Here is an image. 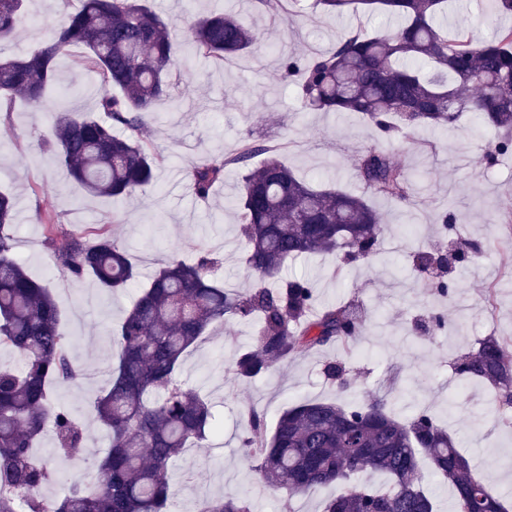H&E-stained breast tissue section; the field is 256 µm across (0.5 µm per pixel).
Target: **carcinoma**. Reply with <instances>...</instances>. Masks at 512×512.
Wrapping results in <instances>:
<instances>
[{"label":"carcinoma","mask_w":512,"mask_h":512,"mask_svg":"<svg viewBox=\"0 0 512 512\" xmlns=\"http://www.w3.org/2000/svg\"><path fill=\"white\" fill-rule=\"evenodd\" d=\"M24 0H0V43L14 38ZM448 0H314L327 15L372 13L402 20L396 30L370 37L346 34L330 53L290 55L283 78L296 85L310 111L357 113L385 134L391 120L402 137L423 130L445 133L470 112L501 134L495 161L512 143V28L490 40L461 29L454 37L439 18ZM262 41L259 27L231 14L193 20L176 53L177 35L149 0H83L31 52L0 59V101L20 95L34 107L58 79V64L71 47L84 48L81 65L105 88L96 112H60L43 140L72 178L89 193L124 198L154 185L165 157L146 137L158 120L156 103L170 95L171 76L198 61L220 62L250 52ZM262 156L259 168L242 175L230 203L245 238L244 263L262 280L277 282L288 262L340 252L364 261L382 249L389 227L369 198L333 185L298 178L265 140L246 133L232 156L217 155L190 171L194 194L209 197L230 166ZM356 170L370 194L412 200L413 176L383 150L358 155ZM13 198L0 193V349L21 366L0 365V512H170L169 469L184 449L198 446L216 429L211 401L180 381L184 362L228 319L257 320L254 341L239 348L232 380L250 381L304 352L350 346L363 320L336 306L311 315L316 290L297 277L280 288L236 291L212 274L217 258L203 252L193 263L171 259L145 282L132 307L112 332L118 362L93 402L95 417L112 435L98 461L93 491L74 483L61 497L40 491L56 481L53 462L33 452L46 426L60 461L82 447V424L54 404L55 389L79 373L71 361V337L51 287L33 279L13 253ZM59 264L72 276L92 277L117 293L139 282L129 252L109 230L84 238L59 230L57 216L44 218ZM455 372L466 382H487L512 403V351L500 336L484 337L473 353L460 355ZM239 447L257 461L263 481L291 499L317 487L336 485L322 512H437L425 488L419 458L453 492L454 512H506L491 494L455 439L422 410L400 420L383 395L362 405L308 400L286 409L273 430L263 414L248 412ZM365 472H381L391 488L376 492L357 483ZM200 512H253L241 498L218 497Z\"/></svg>","instance_id":"1"}]
</instances>
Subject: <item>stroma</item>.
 <instances>
[{
    "mask_svg": "<svg viewBox=\"0 0 512 512\" xmlns=\"http://www.w3.org/2000/svg\"><path fill=\"white\" fill-rule=\"evenodd\" d=\"M152 2L158 14L182 31L195 16L208 12L235 13L264 31L261 44L250 53L221 63L201 61L174 73L172 94L157 104L159 119L150 131L153 146L167 158L154 187L119 200L90 196L43 148L42 137L59 110L90 112L96 106L102 85L96 73L80 65V49L61 59L60 91L43 111H33L17 97L9 123H0V190L11 193L16 205L14 253L56 295L63 330L73 342V363L81 374L75 385L58 393L55 404L80 419L86 429L84 446L60 462L58 479L45 488V496L59 497L76 481L91 488L100 480L96 463L112 436L94 421L92 403L116 360L111 330L138 290L110 294L92 278H77L62 269L42 216L57 215L62 228L76 234L108 225L145 276L169 258L192 262L210 250L219 259L214 274L227 288L260 287L259 277L249 275L241 262L245 242L234 211L225 206L242 169H226L223 183L205 201L194 195L188 178L193 166L232 153L251 130L269 145H281V158L300 178L333 182L363 195L368 188L352 166L354 155L387 150L413 173L415 194L408 203L372 198L390 233L381 253L367 262L347 266L341 255L327 253L290 262L283 272L287 278H309L319 303L352 304L361 310L364 328L350 350L308 352L254 381L233 385L224 376L238 349L252 343L256 334L254 323L233 319L188 357L181 379L208 396L218 430L207 447L186 449L173 463L172 512H197L203 501L221 495L247 499L256 512H322L336 487L284 501L260 480L255 461L240 448L237 436L250 408L263 410L271 426L296 403L334 399L342 381L349 386L344 402L361 404L384 394L404 421L419 406H427L471 458L490 492L512 505V471L501 464L503 456L512 455V426L500 420L493 387L476 382L461 393L455 374L457 357L476 350L484 337L512 338V257L502 251L500 224L504 214H512V150L487 163L484 154L499 137L493 128L469 118L445 134L423 132L411 141L389 140L361 115L301 109L294 86L281 76L282 56L329 52L350 31H391L393 21L381 15L336 18L312 10V0H297L284 18L268 16L257 0ZM80 7L81 0H28L15 38L0 45V54L32 51L48 39L54 25ZM462 27L489 39L511 28L512 18L497 16L490 0H457L448 29ZM450 210L456 221L447 231L441 221ZM408 224L422 226L421 245L428 251L446 252L460 243L480 246L476 263H456L443 272L451 285L447 298L429 296L431 278L413 264L411 245L401 234ZM436 308L453 324V333L434 329L430 315ZM331 363L338 368L333 377L327 373Z\"/></svg>",
    "mask_w": 512,
    "mask_h": 512,
    "instance_id": "obj_1",
    "label": "stroma"
}]
</instances>
